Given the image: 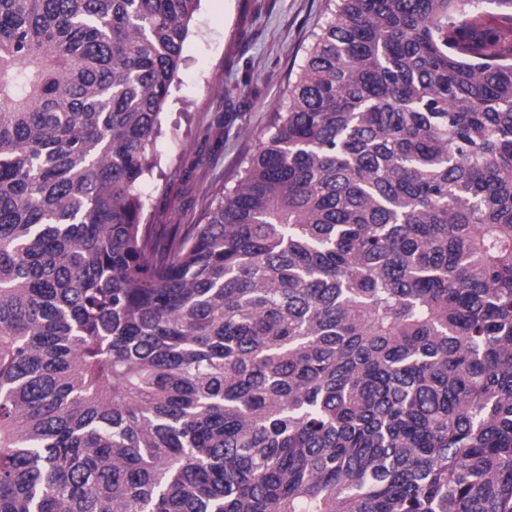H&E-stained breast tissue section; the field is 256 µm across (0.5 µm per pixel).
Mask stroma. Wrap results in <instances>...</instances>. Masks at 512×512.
Here are the masks:
<instances>
[{
    "mask_svg": "<svg viewBox=\"0 0 512 512\" xmlns=\"http://www.w3.org/2000/svg\"><path fill=\"white\" fill-rule=\"evenodd\" d=\"M328 16L327 0H201L142 187L157 224L186 223L210 186L234 176Z\"/></svg>",
    "mask_w": 512,
    "mask_h": 512,
    "instance_id": "obj_1",
    "label": "stroma"
}]
</instances>
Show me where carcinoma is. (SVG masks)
Returning <instances> with one entry per match:
<instances>
[{
    "instance_id": "obj_1",
    "label": "carcinoma",
    "mask_w": 512,
    "mask_h": 512,
    "mask_svg": "<svg viewBox=\"0 0 512 512\" xmlns=\"http://www.w3.org/2000/svg\"><path fill=\"white\" fill-rule=\"evenodd\" d=\"M199 2L0 0V512H512V0H329L154 224Z\"/></svg>"
}]
</instances>
